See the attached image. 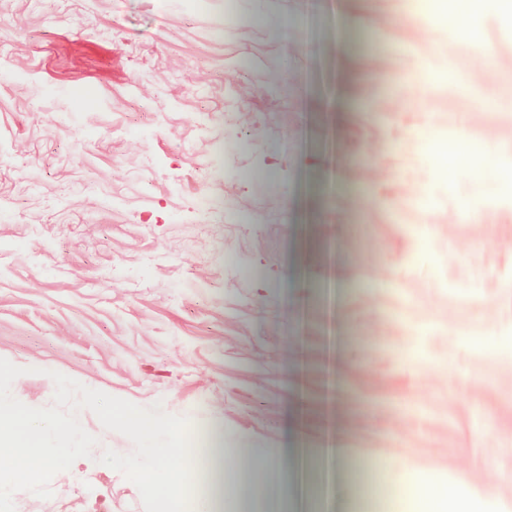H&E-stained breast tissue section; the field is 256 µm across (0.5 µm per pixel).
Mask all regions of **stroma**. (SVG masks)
Instances as JSON below:
<instances>
[{"instance_id":"stroma-1","label":"stroma","mask_w":512,"mask_h":512,"mask_svg":"<svg viewBox=\"0 0 512 512\" xmlns=\"http://www.w3.org/2000/svg\"><path fill=\"white\" fill-rule=\"evenodd\" d=\"M408 8L0 0V406L44 421V447L69 428L143 469L139 447L214 428L286 454L330 428L344 512L463 464L512 512V185L441 175L437 150L464 128L512 166V16L486 0L473 39L497 55L448 60L486 70L474 96L414 100L401 57L439 69L422 45L450 17ZM472 198L496 210L455 261L440 224ZM474 370L494 380L477 398L453 379ZM17 507L160 512L162 492L61 459Z\"/></svg>"}]
</instances>
